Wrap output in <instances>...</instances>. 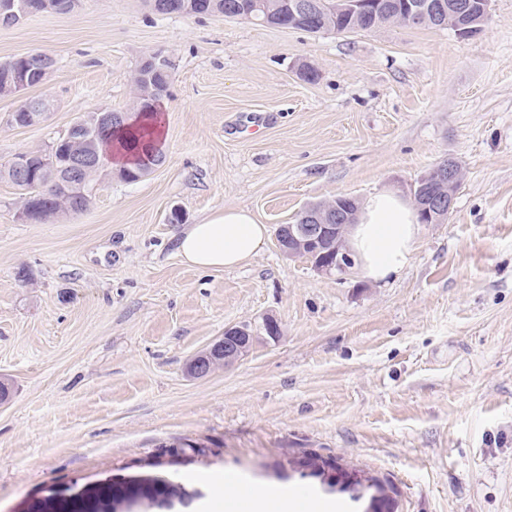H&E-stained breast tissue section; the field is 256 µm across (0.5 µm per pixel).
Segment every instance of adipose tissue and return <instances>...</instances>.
<instances>
[{"mask_svg":"<svg viewBox=\"0 0 512 512\" xmlns=\"http://www.w3.org/2000/svg\"><path fill=\"white\" fill-rule=\"evenodd\" d=\"M269 230L243 208H228L189 225L181 234L177 251L182 262L200 270L240 266L261 253ZM414 209L390 191L371 195L359 207L356 222L347 233V244L363 276L385 280L411 256L416 242ZM224 497L233 512H297L299 501L272 490L256 494L239 481L224 485Z\"/></svg>","mask_w":512,"mask_h":512,"instance_id":"1","label":"adipose tissue"}]
</instances>
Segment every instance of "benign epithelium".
I'll return each instance as SVG.
<instances>
[{
    "label": "benign epithelium",
    "instance_id": "benign-epithelium-1",
    "mask_svg": "<svg viewBox=\"0 0 512 512\" xmlns=\"http://www.w3.org/2000/svg\"><path fill=\"white\" fill-rule=\"evenodd\" d=\"M36 13L28 0H0V23L3 25L17 24L29 15ZM169 59L154 53L145 59L137 72L135 88L139 89L150 82L149 73L167 67ZM0 71L9 75L5 81L10 93L21 94L32 85L26 71L19 68L18 60L3 62ZM53 103L48 98L26 99L21 104L25 125L31 126L43 121L45 115L52 109ZM127 117L125 112H115L100 108L88 119H79L73 123L64 134L66 140L84 145V149L69 153L63 158L52 157L45 160L46 166L36 171L29 165L33 152L25 151L15 154L9 160V167L16 174L17 182L25 192V196L36 198L48 182L56 188L79 201L86 197L85 188L89 181L104 172V165L94 153L93 143L98 129L119 123ZM430 175L440 183L448 184L450 191L446 196H433L424 200L423 212L427 219H432L435 210H451L454 202L453 188L459 184L461 171L444 160L436 165ZM305 224H281L276 229V241L284 255L290 258H305L314 268L322 273H345L355 264L350 251L335 257L321 252L322 242L331 235L342 240L349 224H332L328 221L330 209L322 207L314 212L304 208ZM258 337L247 325L228 326L224 335L214 339L206 348L194 356L186 366V372L191 377H201L218 366H231L248 355ZM315 471L330 480V484L340 483L345 486L369 488V483L357 471L336 470L331 473L326 469L315 466Z\"/></svg>",
    "mask_w": 512,
    "mask_h": 512
}]
</instances>
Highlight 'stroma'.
<instances>
[{
    "label": "stroma",
    "instance_id": "stroma-1",
    "mask_svg": "<svg viewBox=\"0 0 512 512\" xmlns=\"http://www.w3.org/2000/svg\"><path fill=\"white\" fill-rule=\"evenodd\" d=\"M40 51L28 91L54 107L10 125L0 165L45 150L98 108L136 111L133 77L172 63L164 163L94 182L89 206L29 223L0 179V512H112L137 476L169 483L132 512H225V471L367 512L316 457L377 478L389 512H512V0L481 33L390 24L309 34L143 0H79L0 24V62ZM310 64L316 81L301 79ZM462 180L447 221L420 225L383 282L265 249L232 270L186 266L182 231L226 209L276 230L309 204L391 190L411 199L443 158ZM180 210L169 221L171 210ZM272 317L229 368L188 376L230 325Z\"/></svg>",
    "mask_w": 512,
    "mask_h": 512
}]
</instances>
